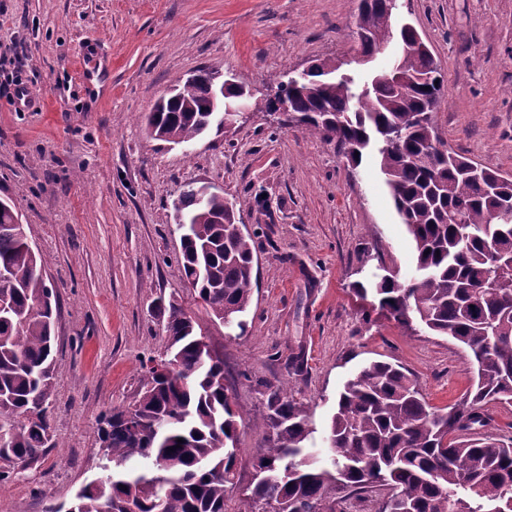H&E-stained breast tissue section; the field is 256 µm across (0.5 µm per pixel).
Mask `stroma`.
Instances as JSON below:
<instances>
[{
	"mask_svg": "<svg viewBox=\"0 0 512 512\" xmlns=\"http://www.w3.org/2000/svg\"><path fill=\"white\" fill-rule=\"evenodd\" d=\"M358 0H0V47L18 54L31 102L0 98V195L14 202L58 297L49 400L54 447L0 486V512H48L100 477L99 416L128 405L141 365L167 346L158 298L200 312L180 260L172 206L183 185L233 202L251 237L257 287L246 332L209 327L224 383L249 419L236 488L265 452L269 385L310 412L312 453L344 382L370 360L402 363L429 403L448 408L473 373L457 343L409 330L382 311L381 268L407 275L412 240L377 166H351L335 143L265 112L210 129L190 146L152 139L156 100L198 68L234 77L263 98L285 72L348 58ZM440 63L434 121L453 151L512 175V0H398ZM97 58L93 80L81 63Z\"/></svg>",
	"mask_w": 512,
	"mask_h": 512,
	"instance_id": "35a3bbf8",
	"label": "stroma"
}]
</instances>
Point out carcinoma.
I'll return each mask as SVG.
<instances>
[{"instance_id":"carcinoma-1","label":"carcinoma","mask_w":512,"mask_h":512,"mask_svg":"<svg viewBox=\"0 0 512 512\" xmlns=\"http://www.w3.org/2000/svg\"><path fill=\"white\" fill-rule=\"evenodd\" d=\"M355 22L360 55L325 59L280 90L294 120L311 135L336 141L358 164L374 149L395 208L412 237L409 277L384 274L373 292L400 324L415 320L469 353L473 382L443 412L431 407L403 367L374 360L340 392L323 437L321 460L307 453L315 433L308 411L284 385L268 388V448L259 477L244 490L249 512H343L354 491L384 494L378 512H512V442L465 436L486 425L485 405L512 403V176L448 151L433 112L444 74L412 28L395 29L397 0H363ZM401 54L387 69L358 72L392 38ZM209 79L180 86L147 117L150 135L187 145L205 133ZM177 201L188 221L180 235L185 277L197 302L226 335L245 332L253 296L250 236L234 230V206L222 195L202 201L186 184ZM500 256L492 263V254ZM0 484L54 447L48 400L53 289L28 246L12 204L0 206ZM169 346L142 365L137 395L99 420L104 475L55 512H225L234 485L239 420L224 387V360L200 349L206 327L177 299L159 301ZM175 365L173 374L157 366ZM183 442H178V439Z\"/></svg>"}]
</instances>
